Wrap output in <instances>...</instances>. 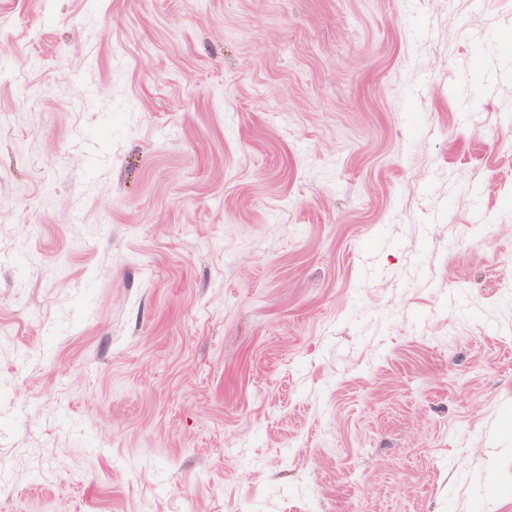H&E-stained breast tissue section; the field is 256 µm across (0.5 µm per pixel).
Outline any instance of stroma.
Instances as JSON below:
<instances>
[{
	"mask_svg": "<svg viewBox=\"0 0 512 512\" xmlns=\"http://www.w3.org/2000/svg\"><path fill=\"white\" fill-rule=\"evenodd\" d=\"M0 512H512V0H0Z\"/></svg>",
	"mask_w": 512,
	"mask_h": 512,
	"instance_id": "stroma-1",
	"label": "stroma"
}]
</instances>
